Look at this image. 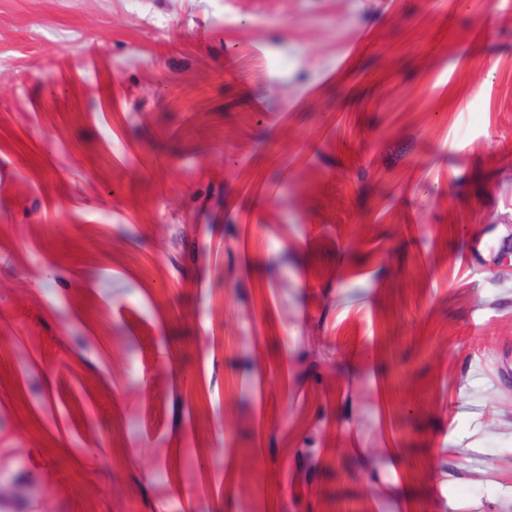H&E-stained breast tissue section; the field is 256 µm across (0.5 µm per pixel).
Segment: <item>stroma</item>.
<instances>
[{"label":"stroma","mask_w":512,"mask_h":512,"mask_svg":"<svg viewBox=\"0 0 512 512\" xmlns=\"http://www.w3.org/2000/svg\"><path fill=\"white\" fill-rule=\"evenodd\" d=\"M511 213L512 0H0V512H512Z\"/></svg>","instance_id":"35a3bbf8"}]
</instances>
